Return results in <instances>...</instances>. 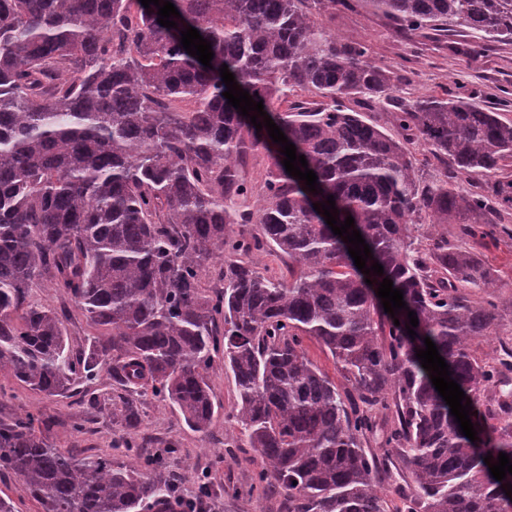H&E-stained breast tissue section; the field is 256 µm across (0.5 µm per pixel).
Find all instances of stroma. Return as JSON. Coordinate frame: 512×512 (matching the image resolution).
<instances>
[{
	"mask_svg": "<svg viewBox=\"0 0 512 512\" xmlns=\"http://www.w3.org/2000/svg\"><path fill=\"white\" fill-rule=\"evenodd\" d=\"M315 16L341 41L363 43L370 59L391 72L396 96L410 100L428 93L462 92L512 122V44L477 38L456 24L448 34L429 31L411 41L398 33L392 20L361 6L340 8L333 14L319 10ZM476 253L504 284L497 292L504 314L499 335L478 348L485 355L500 343L512 341V237L501 236L478 247ZM27 299L61 316L74 349L84 350L96 340L97 330L63 289L39 281L29 288ZM207 378L217 413L204 432L189 429L168 401L149 393L138 394L139 424L128 429L114 404L119 389L105 372L69 398L46 396L1 372L0 421L33 413L39 419V431L53 447L80 456H106L116 463L127 459L119 440L131 437L140 445L141 455L163 457L182 495L198 496L200 484L208 483L211 494L205 499L206 512H279L283 493L265 496L253 485L261 469L254 449L229 452L224 447L225 433L239 428L231 373L218 362L208 370ZM77 420L82 423L78 430L72 427ZM228 486L236 487V494H225Z\"/></svg>",
	"mask_w": 512,
	"mask_h": 512,
	"instance_id": "obj_1",
	"label": "stroma"
}]
</instances>
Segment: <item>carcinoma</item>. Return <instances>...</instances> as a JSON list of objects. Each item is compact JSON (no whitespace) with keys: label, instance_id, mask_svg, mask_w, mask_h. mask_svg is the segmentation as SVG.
Instances as JSON below:
<instances>
[{"label":"carcinoma","instance_id":"carcinoma-1","mask_svg":"<svg viewBox=\"0 0 512 512\" xmlns=\"http://www.w3.org/2000/svg\"><path fill=\"white\" fill-rule=\"evenodd\" d=\"M170 2L175 29L140 0H0V371L67 397L105 369L204 432L215 414L206 373L222 361L243 436L225 446L256 449L257 481L288 496L282 512H384L380 477L400 469L411 483L396 512H512L502 491L512 475L497 481L484 462L512 459V349L477 353L502 314L498 278L471 247L507 232L512 122L467 96H392L390 72L363 44L339 41L308 0ZM360 2L410 34L456 23L512 43V0ZM189 26L211 42V67L182 47ZM223 64L322 192L289 175L267 128L227 104ZM299 91L309 99L290 100ZM374 108L381 119L366 117ZM411 141L444 177L418 166ZM259 148L273 163L257 192L245 166ZM330 195L383 275L358 270L313 208ZM264 250L288 258V278L245 260ZM216 255L224 288L210 293L200 273ZM385 278L416 312L417 336L409 310L384 312ZM36 280L64 289L110 340L73 350L57 313L26 302ZM306 336L329 351L345 390L306 356ZM426 337L470 398L475 442L416 357ZM383 410L393 418L381 424ZM36 422L0 421V474L22 480L43 512H143L174 499L162 460L138 444L123 443L137 462L116 466L52 447ZM371 437L377 453L363 447Z\"/></svg>","mask_w":512,"mask_h":512}]
</instances>
